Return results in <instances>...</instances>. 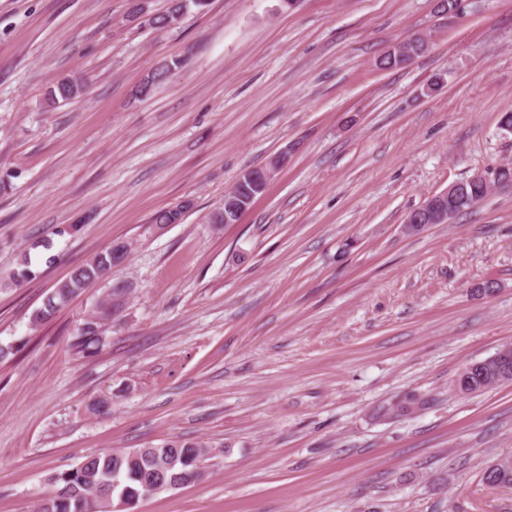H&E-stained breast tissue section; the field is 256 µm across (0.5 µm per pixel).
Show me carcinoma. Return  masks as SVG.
Returning a JSON list of instances; mask_svg holds the SVG:
<instances>
[{"label":"carcinoma","mask_w":512,"mask_h":512,"mask_svg":"<svg viewBox=\"0 0 512 512\" xmlns=\"http://www.w3.org/2000/svg\"><path fill=\"white\" fill-rule=\"evenodd\" d=\"M206 0H171L169 10L158 15L152 24L167 27L169 23L187 13L190 6L201 8ZM428 48L421 38L415 39L410 52L398 48L388 52L381 65L385 69L399 68L423 54ZM86 85L81 78H62L50 90L52 100L67 102L83 95ZM512 181V167L501 166L490 173V179L471 177L457 183L458 194L448 200L456 213H461L479 203L494 183ZM257 198L264 189H254L246 181V175L238 177L233 190L224 194L230 199L238 194ZM131 244L116 239L90 260L76 267L70 276L59 282L46 297L43 305L30 315L34 326L46 321L58 310L69 304L72 298L89 284L102 279L112 268L123 264L129 257ZM36 277L30 260L23 258L11 275V282L20 286ZM100 341L96 322L87 320L80 328L77 347L84 354ZM456 376L454 388L461 394H475L500 386L490 371H478L470 380L462 383ZM209 451L197 442L169 440L153 448H133L122 453L91 455L79 465L53 474L48 489L39 500L34 512H112V503L122 501L135 507L144 496V481L150 472L162 469L168 476L176 477L182 484L194 483L204 469Z\"/></svg>","instance_id":"carcinoma-1"}]
</instances>
